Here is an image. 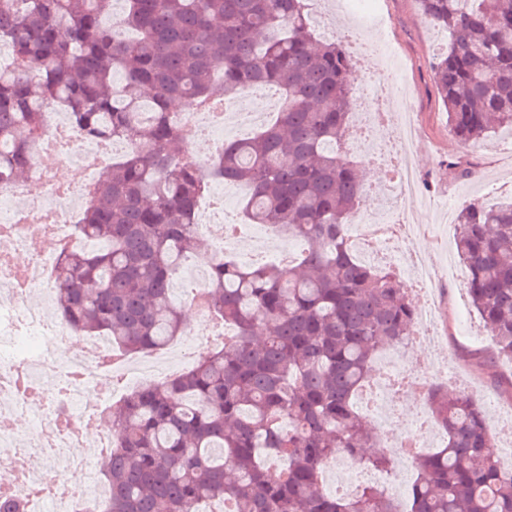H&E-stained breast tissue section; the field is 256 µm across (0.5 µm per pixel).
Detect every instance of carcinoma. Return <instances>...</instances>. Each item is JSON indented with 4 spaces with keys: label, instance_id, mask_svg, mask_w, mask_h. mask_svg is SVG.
<instances>
[{
    "label": "carcinoma",
    "instance_id": "1",
    "mask_svg": "<svg viewBox=\"0 0 512 512\" xmlns=\"http://www.w3.org/2000/svg\"><path fill=\"white\" fill-rule=\"evenodd\" d=\"M448 32L433 65L448 127L462 142L512 128V0H418ZM0 0L13 67L0 70V183L27 176L42 114L62 107L91 139L134 149L97 183L51 288L74 331L127 353L162 349L181 323L171 283L199 242L195 207L209 180L248 188L249 221L303 244L297 263L213 258L208 310L233 332L220 348L112 406L115 437L101 462L112 495L102 512H512L484 411L471 395L432 388L425 404L446 437L417 450L405 507L365 487L326 490L329 461L386 469L364 455L376 431L355 409L372 361L406 340L416 308L388 272L361 262L343 226L364 185L341 154L354 60L314 36L306 0ZM224 100L253 87L282 92L277 118L224 142L209 173L183 149L175 101ZM456 251L471 303L497 356L512 359V202L457 215Z\"/></svg>",
    "mask_w": 512,
    "mask_h": 512
}]
</instances>
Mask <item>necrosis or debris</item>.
Returning <instances> with one entry per match:
<instances>
[{"label":"necrosis or debris","mask_w":512,"mask_h":512,"mask_svg":"<svg viewBox=\"0 0 512 512\" xmlns=\"http://www.w3.org/2000/svg\"><path fill=\"white\" fill-rule=\"evenodd\" d=\"M397 91L392 76L356 91L360 109L349 127L347 141L354 152L371 154L385 167L395 168L394 177L381 187L394 209L385 217L358 212L347 227L346 238L364 260L382 262L392 269L404 268L414 290L427 295L426 301L418 305L412 338L391 350L360 401L368 417L387 432L383 450L397 448L407 457L412 447H430L433 430L422 423L413 426L409 434H391L396 417L394 404L432 386L431 379L411 362L408 352L415 348L424 357H435L440 308L434 270L420 255L405 252L409 240L425 233L422 225L410 223L407 217L410 210L426 203L419 192L410 148L414 134L397 132L400 149L383 145V134L389 129L384 101ZM62 134L67 137L68 147L64 161L68 168L80 172L81 178L66 181L60 188L48 175L44 160L52 155V144ZM129 149L125 140L88 139L64 121L62 112L51 110L44 116L43 134L29 173L30 180L41 187V195L0 184V225L12 228L11 239L0 241V250L27 258V287L23 290L16 288L11 267L0 265V467L20 470L14 492L27 500L29 512H45L49 505L60 512H97L103 502L105 487L95 469L81 468L80 484L68 481V471L77 465L66 451L77 447L79 436L70 425L60 427L59 421H94L97 437L91 444V454L101 456L111 448L105 411L113 398L107 390L112 370L102 366L101 360L112 356L113 349L106 341L96 340L84 343L78 352L56 357L54 346L66 344L70 331L28 296L30 291L47 289L62 248L81 241L80 207L88 189L105 173L104 166L96 164V157L122 156ZM35 455L51 457L53 467L40 472L28 468V461Z\"/></svg>","instance_id":"4bbe7bcc"}]
</instances>
